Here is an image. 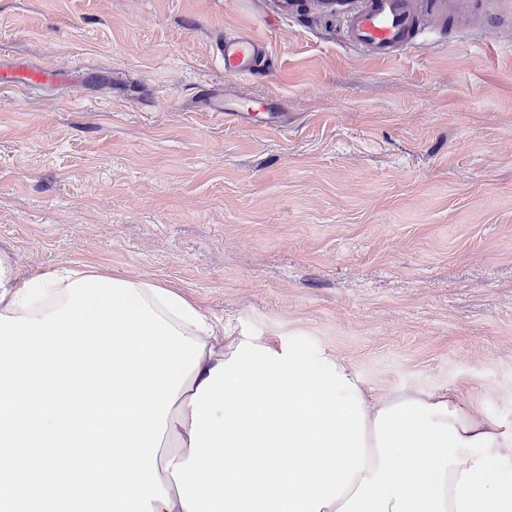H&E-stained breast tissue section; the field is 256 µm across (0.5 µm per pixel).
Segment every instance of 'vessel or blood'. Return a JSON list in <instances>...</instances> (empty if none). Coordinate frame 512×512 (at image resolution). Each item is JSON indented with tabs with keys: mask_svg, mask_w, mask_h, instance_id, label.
<instances>
[{
	"mask_svg": "<svg viewBox=\"0 0 512 512\" xmlns=\"http://www.w3.org/2000/svg\"><path fill=\"white\" fill-rule=\"evenodd\" d=\"M322 12L341 22L342 42L377 58L400 57L421 43V18L431 14L440 25L455 26L464 15L485 17L488 24L512 23V12L501 0H322ZM216 58L229 77L255 74L268 56V44L251 32L221 35L213 45ZM55 72L20 63L0 65V87L26 90L34 86L56 84ZM225 121L246 123L260 114H272L270 99L254 98L244 102L225 99L220 108Z\"/></svg>",
	"mask_w": 512,
	"mask_h": 512,
	"instance_id": "vessel-or-blood-1",
	"label": "vessel or blood"
}]
</instances>
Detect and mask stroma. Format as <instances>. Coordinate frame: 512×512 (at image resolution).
<instances>
[{
	"mask_svg": "<svg viewBox=\"0 0 512 512\" xmlns=\"http://www.w3.org/2000/svg\"><path fill=\"white\" fill-rule=\"evenodd\" d=\"M0 0V59L72 74L0 88V253L17 282L94 264L194 299L225 339L303 347L382 395L448 390L512 426V28L473 17L382 60L320 0ZM263 37L270 74L211 51ZM271 97L281 124L211 97ZM268 51L265 40L246 31L221 35L213 45V53L223 63L227 77L255 74Z\"/></svg>",
	"mask_w": 512,
	"mask_h": 512,
	"instance_id": "obj_1",
	"label": "stroma"
}]
</instances>
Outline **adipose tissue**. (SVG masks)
I'll return each mask as SVG.
<instances>
[{"label":"adipose tissue","instance_id":"ef3b65f1","mask_svg":"<svg viewBox=\"0 0 512 512\" xmlns=\"http://www.w3.org/2000/svg\"><path fill=\"white\" fill-rule=\"evenodd\" d=\"M134 285L204 352L157 453L154 512H512V427L453 394L375 396L301 348L222 345L186 295Z\"/></svg>","mask_w":512,"mask_h":512}]
</instances>
